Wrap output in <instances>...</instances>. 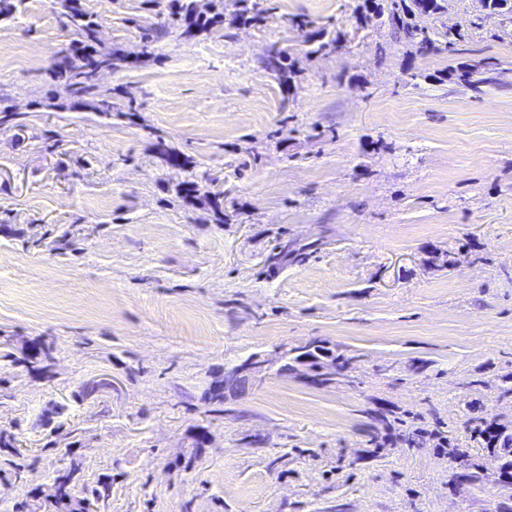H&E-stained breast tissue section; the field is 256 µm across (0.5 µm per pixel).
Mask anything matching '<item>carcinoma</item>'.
<instances>
[{
    "instance_id": "cac0c4a2",
    "label": "carcinoma",
    "mask_w": 512,
    "mask_h": 512,
    "mask_svg": "<svg viewBox=\"0 0 512 512\" xmlns=\"http://www.w3.org/2000/svg\"><path fill=\"white\" fill-rule=\"evenodd\" d=\"M445 0H369L371 9L378 17L385 18L392 30L393 37L401 42L425 48L432 44L431 33L419 26L416 18L422 15L438 14L444 11ZM64 26L74 30L78 40L71 52L58 57L52 64L51 71L55 78L61 80L67 94L80 103L87 98L96 99L94 110L104 118L112 116V103L98 94L93 77L97 68L106 65L113 70L129 64V56L105 47L98 39L99 23L93 16L82 11L76 0H60ZM174 15L190 20L184 34L191 37L204 31H210L221 25L223 14L217 5H211V16L207 17L197 11V0H180L176 4ZM239 17L245 22L261 19V11L255 0H239ZM267 64L277 72L283 82L290 80L294 73V61L283 50H272L267 56ZM504 73L500 63L481 60L475 64H466L448 72V79L466 89L479 94L483 87L497 81V76ZM159 153L165 162L174 169L182 170L191 161L178 151L160 141L157 143ZM50 347L38 341L31 350L22 353L17 362L38 373L46 374L47 367L39 365L50 359ZM474 438L486 447L499 452L503 458L502 468L512 470V433L497 420H480L471 428ZM75 470L57 471L55 480L59 489L45 505L46 512H97L96 503L109 496L110 487L104 483L101 488L92 491L91 497L77 498L72 493V480Z\"/></svg>"
}]
</instances>
